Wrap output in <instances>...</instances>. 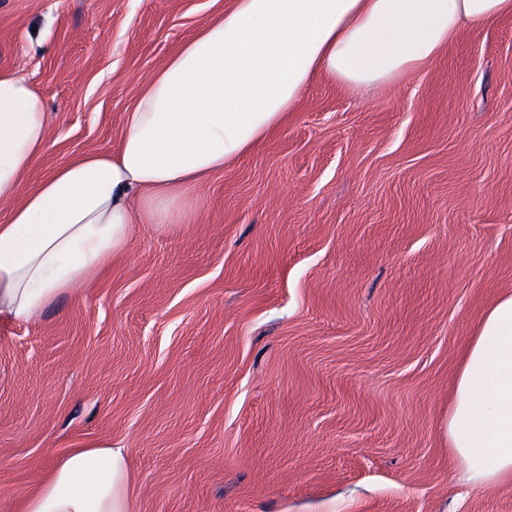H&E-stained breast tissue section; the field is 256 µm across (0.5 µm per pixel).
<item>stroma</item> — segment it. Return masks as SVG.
<instances>
[{
	"label": "stroma",
	"mask_w": 512,
	"mask_h": 512,
	"mask_svg": "<svg viewBox=\"0 0 512 512\" xmlns=\"http://www.w3.org/2000/svg\"><path fill=\"white\" fill-rule=\"evenodd\" d=\"M229 0H0V68L48 111L29 191L114 151L125 112ZM38 320L0 316V512L74 448L124 449L133 512H512L445 423L460 354L512 293V18L353 91L316 79Z\"/></svg>",
	"instance_id": "1"
}]
</instances>
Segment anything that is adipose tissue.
<instances>
[{
	"label": "adipose tissue",
	"instance_id": "ef3b65f1",
	"mask_svg": "<svg viewBox=\"0 0 512 512\" xmlns=\"http://www.w3.org/2000/svg\"><path fill=\"white\" fill-rule=\"evenodd\" d=\"M512 16V0H230L154 73L117 151L23 178L47 144L36 85L0 68V314L31 320L124 253L137 224L191 223L196 189L256 148L319 77L357 89L434 61L464 29ZM468 482L512 481V293L482 316L448 410ZM21 512H131L123 449L77 448Z\"/></svg>",
	"mask_w": 512,
	"mask_h": 512
}]
</instances>
